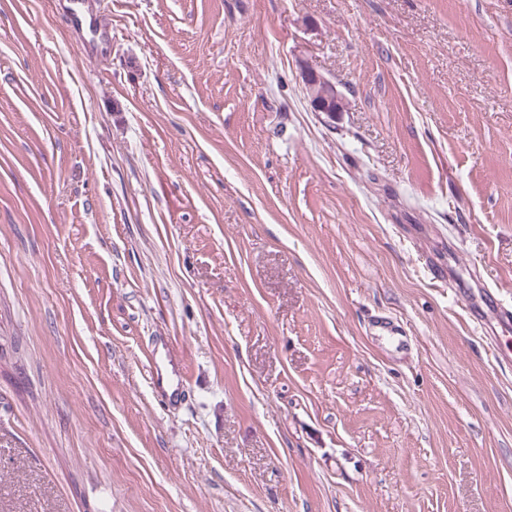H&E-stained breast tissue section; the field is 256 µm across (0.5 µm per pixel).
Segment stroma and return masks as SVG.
Here are the masks:
<instances>
[{"instance_id":"stroma-1","label":"stroma","mask_w":512,"mask_h":512,"mask_svg":"<svg viewBox=\"0 0 512 512\" xmlns=\"http://www.w3.org/2000/svg\"><path fill=\"white\" fill-rule=\"evenodd\" d=\"M73 2L0 0V512H512V0ZM301 70L305 90L314 112H323L328 118L335 119L336 112L344 110L343 96L335 84L307 66Z\"/></svg>"}]
</instances>
